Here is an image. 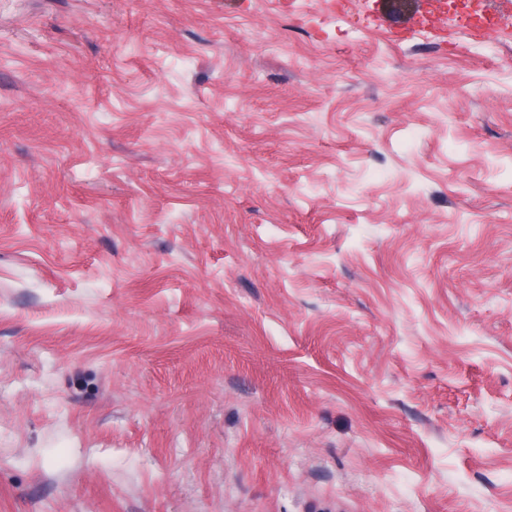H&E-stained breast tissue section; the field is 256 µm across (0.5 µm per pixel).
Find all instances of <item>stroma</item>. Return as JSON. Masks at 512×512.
Listing matches in <instances>:
<instances>
[{
  "label": "stroma",
  "instance_id": "35a3bbf8",
  "mask_svg": "<svg viewBox=\"0 0 512 512\" xmlns=\"http://www.w3.org/2000/svg\"><path fill=\"white\" fill-rule=\"evenodd\" d=\"M0 0V512H512V0Z\"/></svg>",
  "mask_w": 512,
  "mask_h": 512
}]
</instances>
